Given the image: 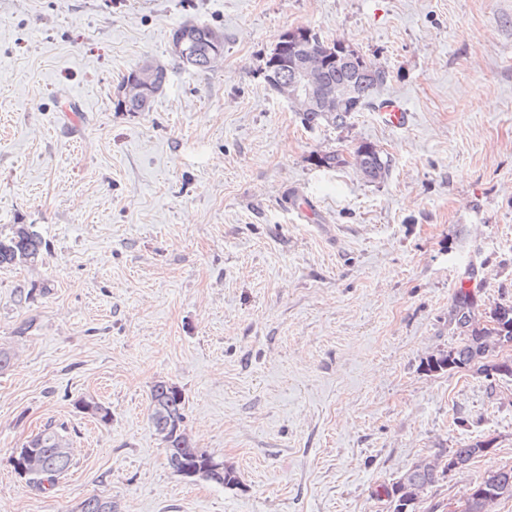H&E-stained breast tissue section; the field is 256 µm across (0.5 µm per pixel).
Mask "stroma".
Here are the masks:
<instances>
[{
    "instance_id": "35a3bbf8",
    "label": "stroma",
    "mask_w": 512,
    "mask_h": 512,
    "mask_svg": "<svg viewBox=\"0 0 512 512\" xmlns=\"http://www.w3.org/2000/svg\"><path fill=\"white\" fill-rule=\"evenodd\" d=\"M190 21L224 36L208 70L173 51ZM297 28L388 73L344 127L304 129L264 78ZM147 58L163 90L119 110ZM388 99L406 127L382 122ZM364 142L390 157L384 180L352 165ZM330 151L345 165L317 166ZM4 224L46 242L0 268L6 512L91 495L115 512H391L385 487L419 459L489 443L416 505L451 512L512 466V375L424 368L459 342L460 283L484 308L512 300V0H0ZM160 380L238 486L169 468L148 418ZM49 423L72 466L37 490L12 458Z\"/></svg>"
}]
</instances>
